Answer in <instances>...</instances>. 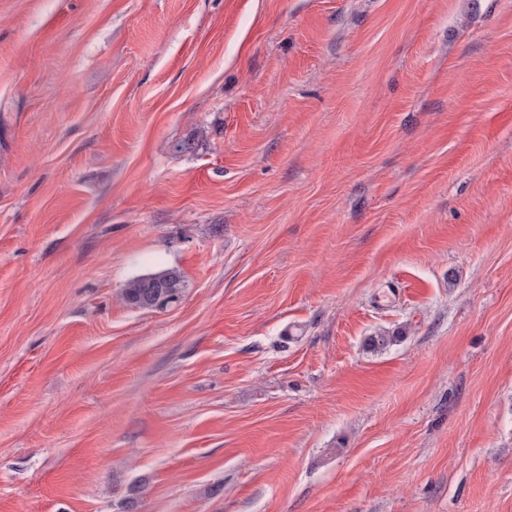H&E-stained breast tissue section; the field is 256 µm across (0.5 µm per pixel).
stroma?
<instances>
[{
	"label": "stroma",
	"mask_w": 512,
	"mask_h": 512,
	"mask_svg": "<svg viewBox=\"0 0 512 512\" xmlns=\"http://www.w3.org/2000/svg\"><path fill=\"white\" fill-rule=\"evenodd\" d=\"M0 512H512V0H0ZM150 285L157 288H149ZM183 290L181 275L167 269L129 280L122 289L121 299L133 308L156 310L159 299L169 307L181 298Z\"/></svg>",
	"instance_id": "stroma-1"
}]
</instances>
